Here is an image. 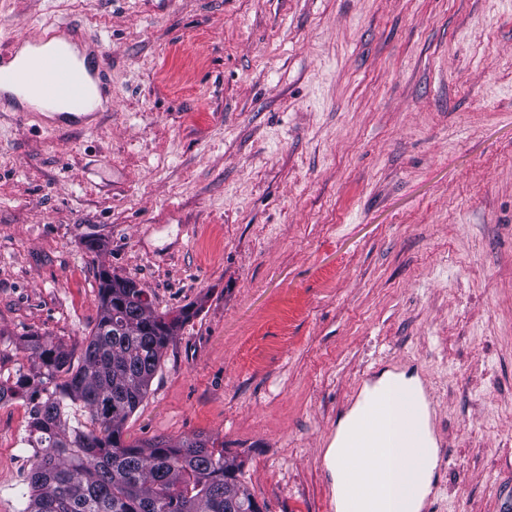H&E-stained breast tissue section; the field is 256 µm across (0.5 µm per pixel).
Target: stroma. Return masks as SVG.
I'll use <instances>...</instances> for the list:
<instances>
[{"label": "stroma", "instance_id": "obj_1", "mask_svg": "<svg viewBox=\"0 0 512 512\" xmlns=\"http://www.w3.org/2000/svg\"><path fill=\"white\" fill-rule=\"evenodd\" d=\"M59 22L112 109L0 112V380L36 336L80 363L107 268L197 311L125 442L223 441L262 512H332L337 414L411 365L431 512H512V0H0V49ZM27 421L0 404V512Z\"/></svg>", "mask_w": 512, "mask_h": 512}]
</instances>
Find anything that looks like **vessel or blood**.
<instances>
[{"label": "vessel or blood", "mask_w": 512, "mask_h": 512, "mask_svg": "<svg viewBox=\"0 0 512 512\" xmlns=\"http://www.w3.org/2000/svg\"><path fill=\"white\" fill-rule=\"evenodd\" d=\"M30 41L22 35L0 50V110L27 112L36 102L51 112L55 128L85 125L99 100L112 97L101 39L84 36L86 49L75 55L48 34L42 48L16 62ZM362 381L369 386L361 400L363 416L336 461L339 512H410L425 478H440L446 459L438 450L444 440L438 435L426 443L418 391L408 377L381 384L368 373Z\"/></svg>", "instance_id": "vessel-or-blood-1"}]
</instances>
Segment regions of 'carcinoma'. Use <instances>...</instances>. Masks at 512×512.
Returning <instances> with one entry per match:
<instances>
[{"mask_svg":"<svg viewBox=\"0 0 512 512\" xmlns=\"http://www.w3.org/2000/svg\"><path fill=\"white\" fill-rule=\"evenodd\" d=\"M99 318L81 363L37 339L39 367L18 376L34 449L23 512H261L224 443L199 434L126 445L164 350L195 312L155 310L135 280L99 272Z\"/></svg>","mask_w":512,"mask_h":512,"instance_id":"carcinoma-1","label":"carcinoma"}]
</instances>
